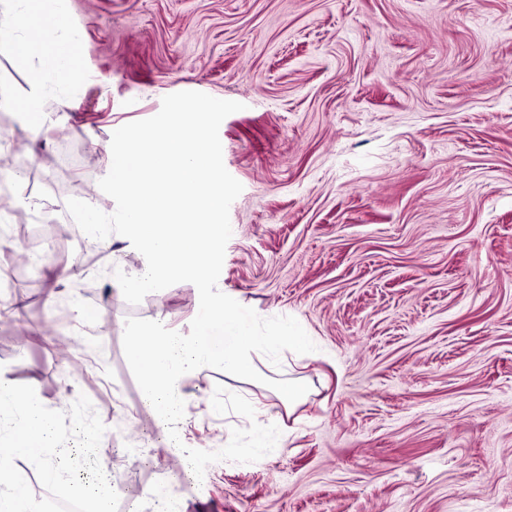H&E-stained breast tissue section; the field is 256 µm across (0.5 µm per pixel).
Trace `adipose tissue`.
Instances as JSON below:
<instances>
[{
    "instance_id": "obj_1",
    "label": "adipose tissue",
    "mask_w": 512,
    "mask_h": 512,
    "mask_svg": "<svg viewBox=\"0 0 512 512\" xmlns=\"http://www.w3.org/2000/svg\"><path fill=\"white\" fill-rule=\"evenodd\" d=\"M61 17L58 0H0V45L31 70L18 102L24 115L44 116L55 81L82 68L77 40Z\"/></svg>"
}]
</instances>
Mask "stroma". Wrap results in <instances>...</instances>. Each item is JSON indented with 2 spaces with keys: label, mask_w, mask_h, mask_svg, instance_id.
Listing matches in <instances>:
<instances>
[{
  "label": "stroma",
  "mask_w": 512,
  "mask_h": 512,
  "mask_svg": "<svg viewBox=\"0 0 512 512\" xmlns=\"http://www.w3.org/2000/svg\"><path fill=\"white\" fill-rule=\"evenodd\" d=\"M84 70L78 107L33 137L11 102L27 70L0 48V374L49 409L87 395L106 427L118 512H512V0H61ZM198 91L242 103L219 129L243 186L218 285L316 345L263 382L206 367L184 384L182 443L215 451L250 420L215 414L216 386L273 424V451L196 478L141 401L130 318L182 334L183 282L126 302L114 270L146 261L124 236L56 238L22 261L68 198L105 213L115 128ZM95 307L83 321L80 309ZM305 379L288 403L269 380Z\"/></svg>",
  "instance_id": "1"
}]
</instances>
